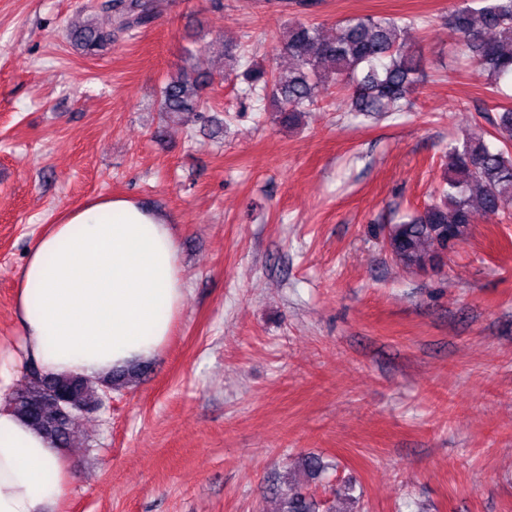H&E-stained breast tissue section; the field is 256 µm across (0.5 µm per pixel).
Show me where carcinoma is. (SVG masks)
<instances>
[{"mask_svg":"<svg viewBox=\"0 0 512 512\" xmlns=\"http://www.w3.org/2000/svg\"><path fill=\"white\" fill-rule=\"evenodd\" d=\"M107 7L116 31L146 26L154 17L151 0H109ZM448 22L462 35L470 57L487 71L489 90L500 92V82L512 78V0H459ZM407 27L396 18L354 17L342 22L336 37L326 39L314 24H292L285 42L291 60L288 72L249 67L246 92L271 91L273 111L290 127L313 111L315 89L326 83L351 90L353 112H407L423 67L421 55L406 43ZM68 35L84 49L107 38L91 22L70 27ZM213 81L211 71L197 66L170 79L162 87L159 111L170 116L199 112L202 89ZM496 126L501 147L490 146L480 133L449 145L438 198L408 220L386 227L387 245L402 266H438L469 237L476 207L487 217L512 216L511 107H503ZM146 369L137 363L94 381L47 375L33 365L28 388L14 393L10 405L54 447L65 448L78 417L92 411L106 394L129 387ZM51 389L66 396V402L46 396ZM282 512H314V507L306 493L294 489L284 498Z\"/></svg>","mask_w":512,"mask_h":512,"instance_id":"carcinoma-1","label":"carcinoma"}]
</instances>
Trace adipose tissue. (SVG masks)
I'll return each mask as SVG.
<instances>
[{
  "instance_id": "1",
  "label": "adipose tissue",
  "mask_w": 512,
  "mask_h": 512,
  "mask_svg": "<svg viewBox=\"0 0 512 512\" xmlns=\"http://www.w3.org/2000/svg\"><path fill=\"white\" fill-rule=\"evenodd\" d=\"M172 220L126 197L67 209L19 275L18 335L0 336V512H53L72 466L8 405L21 367L93 380L157 357L185 287Z\"/></svg>"
}]
</instances>
